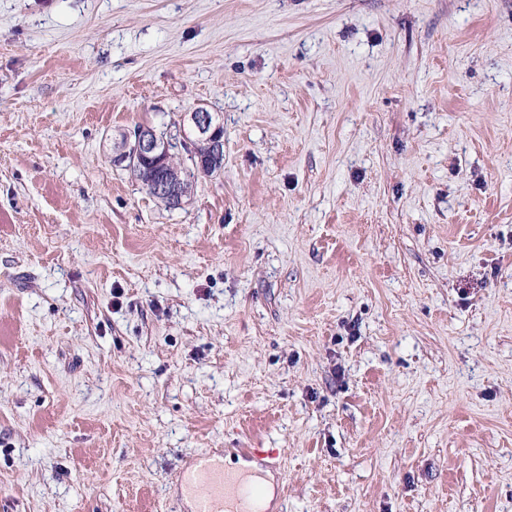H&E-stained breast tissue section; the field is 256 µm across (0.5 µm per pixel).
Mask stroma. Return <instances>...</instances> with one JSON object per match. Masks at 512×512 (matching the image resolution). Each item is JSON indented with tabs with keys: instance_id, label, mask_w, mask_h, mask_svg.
Segmentation results:
<instances>
[{
	"instance_id": "1",
	"label": "stroma",
	"mask_w": 512,
	"mask_h": 512,
	"mask_svg": "<svg viewBox=\"0 0 512 512\" xmlns=\"http://www.w3.org/2000/svg\"><path fill=\"white\" fill-rule=\"evenodd\" d=\"M204 107L184 206L112 143ZM512 512V0H0V512ZM224 468L229 475L241 476L247 464L239 462ZM223 465L210 459L194 462L187 475V483L196 496L195 512H252L256 509L250 502L256 497L254 485L240 478L230 477L224 473ZM230 503L231 507L224 506ZM225 508V509H224Z\"/></svg>"
}]
</instances>
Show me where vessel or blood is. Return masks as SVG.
<instances>
[{
    "mask_svg": "<svg viewBox=\"0 0 512 512\" xmlns=\"http://www.w3.org/2000/svg\"><path fill=\"white\" fill-rule=\"evenodd\" d=\"M187 483L196 496V512H252L254 485L226 475L222 465L210 459L194 462Z\"/></svg>",
    "mask_w": 512,
    "mask_h": 512,
    "instance_id": "obj_1",
    "label": "vessel or blood"
}]
</instances>
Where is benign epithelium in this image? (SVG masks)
Instances as JSON below:
<instances>
[{"instance_id":"7a95c632","label":"benign epithelium","mask_w":512,"mask_h":512,"mask_svg":"<svg viewBox=\"0 0 512 512\" xmlns=\"http://www.w3.org/2000/svg\"><path fill=\"white\" fill-rule=\"evenodd\" d=\"M188 145L195 172L212 175L224 166V124L204 107L188 112L177 133L164 134L153 127L137 125L112 148V162L146 174L144 188L163 197L170 208L183 205L187 196L181 171L175 164L179 148Z\"/></svg>"}]
</instances>
